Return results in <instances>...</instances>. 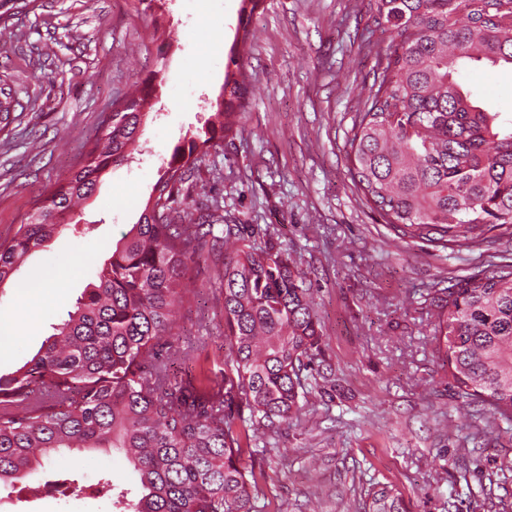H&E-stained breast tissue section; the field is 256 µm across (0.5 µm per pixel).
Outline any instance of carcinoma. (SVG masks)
<instances>
[{
    "mask_svg": "<svg viewBox=\"0 0 512 512\" xmlns=\"http://www.w3.org/2000/svg\"><path fill=\"white\" fill-rule=\"evenodd\" d=\"M510 3L369 0L364 48L375 65L347 139L349 173L401 239L462 251L496 243L497 229L512 236V114L474 101L456 79L471 62L512 70ZM258 6L241 0L242 34L224 66L216 121L172 148L138 222L68 319L30 361L0 374V490L46 460L64 461L66 450L112 448L139 478L133 498L104 479L118 512H257L265 471L242 465L250 432L276 436L305 406L319 314L307 273L274 230L214 223L216 199L195 216L177 207L175 187L237 130L254 81L242 53ZM162 80L150 72L140 95L103 118L80 167L0 241V285L137 149L144 105ZM206 255L222 262V392L210 377L174 368L168 342L176 307L196 295L190 271ZM431 303L434 355L458 397L512 426V264L462 279ZM365 512L407 510L382 486L368 493Z\"/></svg>",
    "mask_w": 512,
    "mask_h": 512,
    "instance_id": "1",
    "label": "carcinoma"
}]
</instances>
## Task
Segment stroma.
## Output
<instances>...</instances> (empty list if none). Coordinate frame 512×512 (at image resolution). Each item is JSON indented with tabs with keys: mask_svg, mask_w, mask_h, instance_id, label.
I'll return each instance as SVG.
<instances>
[{
	"mask_svg": "<svg viewBox=\"0 0 512 512\" xmlns=\"http://www.w3.org/2000/svg\"><path fill=\"white\" fill-rule=\"evenodd\" d=\"M240 0H166L161 26L132 0H13L0 11V89L20 105L0 123V238L67 178L114 103L150 71L163 81L133 159L109 168L44 250L0 286V374L23 365L62 323L113 246L136 223L172 148L207 126L237 37ZM367 0H261L246 68L257 90L237 134L210 150L179 201L221 198L225 220L271 225L300 259L318 309L320 376L277 444L252 440L265 470L259 512H364L395 487L409 512H512V433L465 404L433 356L432 290L512 264V238L456 252L397 239L348 173L346 137L372 81L362 46ZM479 102L512 112V75L461 70ZM191 275L170 338L224 379V316L213 261ZM76 488L0 491V512H113L88 487L134 485L111 449L79 452Z\"/></svg>",
	"mask_w": 512,
	"mask_h": 512,
	"instance_id": "stroma-1",
	"label": "stroma"
}]
</instances>
